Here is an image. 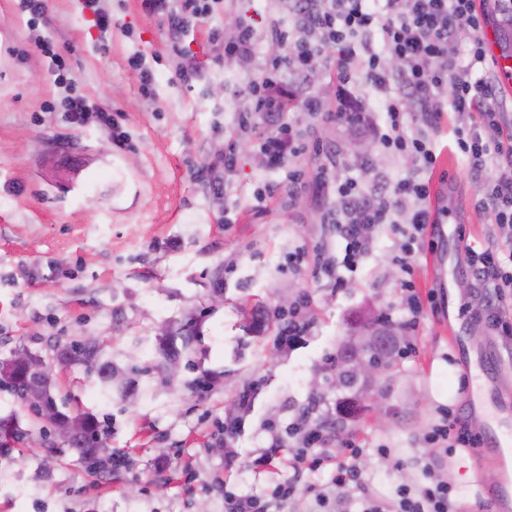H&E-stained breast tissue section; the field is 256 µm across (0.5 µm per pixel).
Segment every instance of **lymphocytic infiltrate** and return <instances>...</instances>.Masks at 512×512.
<instances>
[{
    "label": "lymphocytic infiltrate",
    "mask_w": 512,
    "mask_h": 512,
    "mask_svg": "<svg viewBox=\"0 0 512 512\" xmlns=\"http://www.w3.org/2000/svg\"><path fill=\"white\" fill-rule=\"evenodd\" d=\"M210 0H143L146 10L166 16L172 41H179L186 26L185 16L207 17ZM294 13L302 29L290 37L278 26L257 34L247 23L241 24L236 37L226 42L224 54L257 62L259 79L250 81L246 93L254 102V112L268 123L277 125L275 134L266 136L262 151L268 170H276L285 156L298 154L300 146L283 116L288 110L291 89L288 72L307 73L313 58L331 50L336 54L338 83L337 123L362 127L369 122L371 107L361 85L380 93L379 111L385 112L390 130L381 134L382 143L411 154L417 172L407 174L372 194L356 192L353 183L338 187L346 221L337 223L336 233L344 244L335 263L322 265V272L336 285H343L344 272L357 267L367 252V232L386 223L391 204L416 199L409 222L415 240L429 231L432 214L427 205L430 187L422 177L432 170L437 157L419 138L403 133L404 105H418L436 125L443 108H450L466 122L458 130V144L473 170L495 163L496 175L478 199L479 208L493 213L504 232L512 236V108L503 98L494 75L473 78L476 66L487 60L486 28L488 14L478 9L476 0H295ZM470 36L468 61L449 54L448 49L459 32ZM376 34L377 41L366 45L362 38ZM280 42L285 52L264 57L262 40ZM472 277L483 287L481 316L490 331L504 339L512 338V322L504 318L502 307L512 296V250L494 246L469 254ZM427 442L450 458L458 448H474L480 443L461 418L440 421L427 433ZM323 441L321 428L309 430L305 442L292 457L295 472L332 466V484L352 488L359 494L360 512H455L453 486L444 477L410 490L398 486L393 502L375 495L368 486L364 471L356 460L363 450L353 442L338 448L335 456L319 454ZM298 483L288 480L276 484L269 500L254 495L224 494V512H270L283 508L298 491Z\"/></svg>",
    "instance_id": "lymphocytic-infiltrate-1"
}]
</instances>
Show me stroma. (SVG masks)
<instances>
[{"label": "stroma", "mask_w": 512, "mask_h": 512, "mask_svg": "<svg viewBox=\"0 0 512 512\" xmlns=\"http://www.w3.org/2000/svg\"><path fill=\"white\" fill-rule=\"evenodd\" d=\"M99 6L112 18L111 35L101 33L84 0H48L46 21L36 24L17 0H0V359L24 347L49 360L78 333L142 373L135 396L123 400L106 398L81 366L52 369L54 395L71 410L95 414L123 459L109 476L93 475L69 450L39 446V424L0 390V415L16 413L27 434L0 459V512H224L225 470H238L233 490L242 494H264L272 480L293 476L286 465L274 477L247 465L273 435L297 443L290 429L306 411L332 427L324 450L358 442V463L382 498L402 484L420 486L429 463L454 485L458 512H501L495 488L512 481V456L499 458L485 445L460 448L446 468L435 465L426 441L444 410L463 411L491 336L476 316L480 287L467 253L504 241L492 213L475 205L484 179L457 146L458 114L444 112L434 130L411 109L404 124L407 136H425L437 156L430 204L448 209L445 237L402 269L413 206H392L338 287L316 264L317 254L332 260L342 248L337 185L352 181L370 194L415 171L416 162L376 138L366 154L351 150L366 132L326 117L336 107V55L329 51L319 59V82H295L299 98L321 101L324 117L298 107L286 114L302 153L275 172L257 165L258 130L237 124L250 106L244 87L256 68L226 67L224 40L211 33L241 17L259 31L273 21L293 28L291 0H215L211 15L191 19L175 46L166 19L147 13L141 0ZM40 39L67 50L71 86L56 83L49 58L35 47ZM136 56L141 66L132 65ZM192 63L205 75L187 84L180 74ZM145 69L156 78L149 90ZM73 93L105 108L123 142L96 116L70 123L45 111L46 102ZM230 146L237 161L228 174ZM295 169L304 174L301 186L257 209L265 185ZM212 179L224 186L223 206L214 203ZM407 281L419 298L436 291L438 311L411 320ZM283 297L300 308L305 326L288 349L278 345L274 321L251 329L243 313L257 303L275 311ZM369 307L402 326L409 348L393 377L373 381L379 404L362 397L358 420L340 425L348 394L337 389L331 361ZM190 317L199 335L189 363L164 383L154 368L157 336ZM248 388L251 407L238 410ZM230 420L240 431L228 440Z\"/></svg>", "instance_id": "35a3bbf8"}]
</instances>
